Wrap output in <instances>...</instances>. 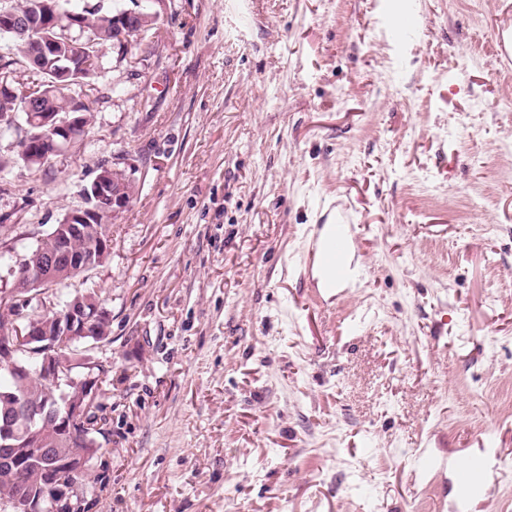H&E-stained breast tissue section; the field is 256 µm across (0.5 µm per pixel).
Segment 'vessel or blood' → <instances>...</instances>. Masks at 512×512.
I'll return each instance as SVG.
<instances>
[{
    "label": "vessel or blood",
    "mask_w": 512,
    "mask_h": 512,
    "mask_svg": "<svg viewBox=\"0 0 512 512\" xmlns=\"http://www.w3.org/2000/svg\"><path fill=\"white\" fill-rule=\"evenodd\" d=\"M353 218L344 209L335 211L330 222L318 225L305 259L307 269H318L323 288L332 290L349 280L347 253L351 247Z\"/></svg>",
    "instance_id": "b4317fda"
}]
</instances>
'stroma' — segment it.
Here are the masks:
<instances>
[{"label": "stroma", "instance_id": "obj_1", "mask_svg": "<svg viewBox=\"0 0 512 512\" xmlns=\"http://www.w3.org/2000/svg\"><path fill=\"white\" fill-rule=\"evenodd\" d=\"M153 9L81 146L0 180V282L98 166L138 186L69 282L112 314L94 512H512V0ZM322 205L355 225L333 291L301 265ZM474 459L479 461L478 465L460 466L457 470V485L461 489H471L481 481L482 470L486 465V459L480 454H471Z\"/></svg>", "mask_w": 512, "mask_h": 512}]
</instances>
